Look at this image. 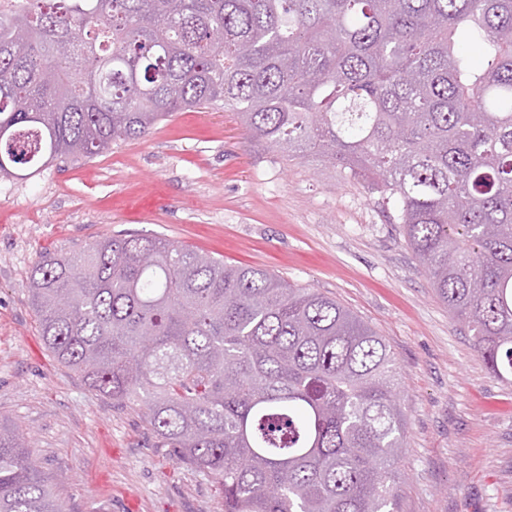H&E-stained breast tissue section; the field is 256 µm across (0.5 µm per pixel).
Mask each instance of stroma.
Here are the masks:
<instances>
[{"label":"stroma","mask_w":512,"mask_h":512,"mask_svg":"<svg viewBox=\"0 0 512 512\" xmlns=\"http://www.w3.org/2000/svg\"><path fill=\"white\" fill-rule=\"evenodd\" d=\"M155 234L333 297L394 351L406 449L398 512H512V384L491 375L378 193L276 158L234 113H173L146 139L0 178V422L65 512H224L214 482L157 447L45 348L26 288L43 252Z\"/></svg>","instance_id":"stroma-1"}]
</instances>
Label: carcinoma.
<instances>
[{
	"instance_id": "1",
	"label": "carcinoma",
	"mask_w": 512,
	"mask_h": 512,
	"mask_svg": "<svg viewBox=\"0 0 512 512\" xmlns=\"http://www.w3.org/2000/svg\"><path fill=\"white\" fill-rule=\"evenodd\" d=\"M200 106L379 193L512 383V0H22L0 15V176ZM27 292L54 358L139 406L224 512H395L396 357L336 300L138 233L45 253ZM28 448L0 424V512H64Z\"/></svg>"
}]
</instances>
